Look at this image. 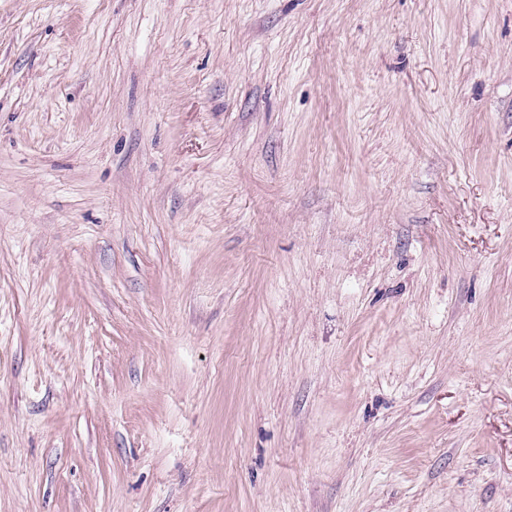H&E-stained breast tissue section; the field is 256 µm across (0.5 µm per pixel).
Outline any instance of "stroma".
<instances>
[{"label":"stroma","mask_w":512,"mask_h":512,"mask_svg":"<svg viewBox=\"0 0 512 512\" xmlns=\"http://www.w3.org/2000/svg\"><path fill=\"white\" fill-rule=\"evenodd\" d=\"M0 512H512V0H0Z\"/></svg>","instance_id":"1"}]
</instances>
